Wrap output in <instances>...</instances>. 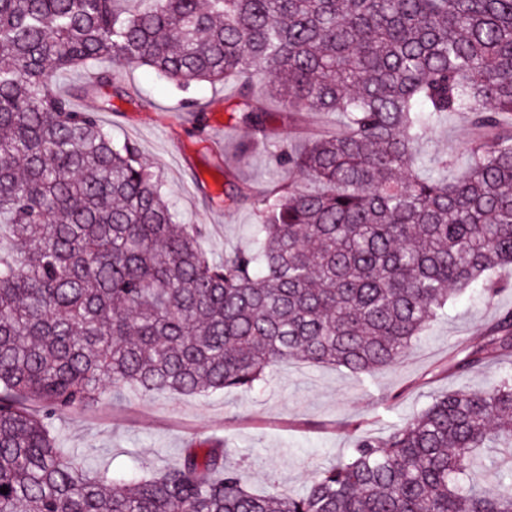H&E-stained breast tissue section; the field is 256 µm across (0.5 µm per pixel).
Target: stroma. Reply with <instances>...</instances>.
Instances as JSON below:
<instances>
[{
    "label": "stroma",
    "instance_id": "obj_1",
    "mask_svg": "<svg viewBox=\"0 0 512 512\" xmlns=\"http://www.w3.org/2000/svg\"><path fill=\"white\" fill-rule=\"evenodd\" d=\"M112 85L96 96L110 98L101 120L113 137L128 139L158 172L185 224L205 227L204 250L213 257L247 246L256 217L251 207L224 208L225 177L238 185L265 187L270 155L237 123L236 83L203 82L181 92L148 68H113ZM205 107L204 128L180 108L182 97ZM469 116L454 114L428 136L431 154L452 155L471 140ZM510 288L488 294L483 288L455 296L424 338L395 366L368 380L333 367L281 365L269 384L242 393L172 399L126 390L120 399L78 410L57 423L64 455L122 472L135 467L153 473L176 464L193 440L223 439L229 461L245 460L251 487L259 492L298 493L313 471L349 453L357 435L384 438L395 425L418 415L432 398L450 390L486 388L512 360L465 374L452 372L448 357L463 341L473 342L512 311V269L498 271Z\"/></svg>",
    "mask_w": 512,
    "mask_h": 512
}]
</instances>
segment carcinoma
Returning <instances> with one entry per match:
<instances>
[{
  "instance_id": "carcinoma-1",
  "label": "carcinoma",
  "mask_w": 512,
  "mask_h": 512,
  "mask_svg": "<svg viewBox=\"0 0 512 512\" xmlns=\"http://www.w3.org/2000/svg\"><path fill=\"white\" fill-rule=\"evenodd\" d=\"M185 92L237 81V119L271 145L251 246L213 259L133 142L75 108L54 74L102 60ZM281 123L336 112L296 147ZM470 115L457 158L428 132ZM512 0H0V512H512L465 482L512 448V373L450 391L385 439L258 495L220 441L157 474L66 458L55 422L117 397L252 391L283 363L367 378L397 364L448 300L512 266ZM456 169L447 179L441 171ZM512 354V311L451 367Z\"/></svg>"
}]
</instances>
